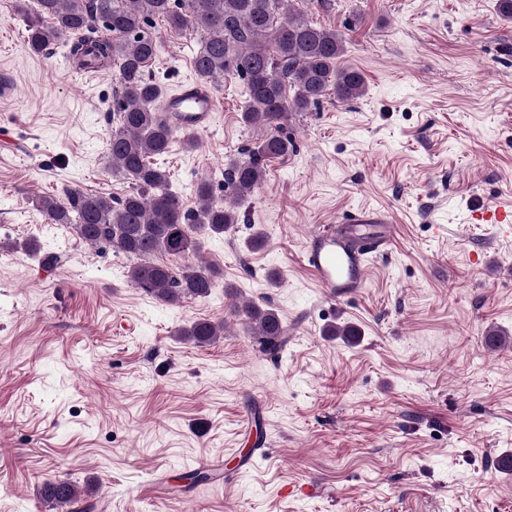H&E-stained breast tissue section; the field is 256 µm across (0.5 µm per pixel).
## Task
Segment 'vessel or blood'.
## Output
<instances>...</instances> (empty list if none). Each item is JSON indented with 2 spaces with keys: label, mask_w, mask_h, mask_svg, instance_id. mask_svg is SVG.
<instances>
[{
  "label": "vessel or blood",
  "mask_w": 512,
  "mask_h": 512,
  "mask_svg": "<svg viewBox=\"0 0 512 512\" xmlns=\"http://www.w3.org/2000/svg\"><path fill=\"white\" fill-rule=\"evenodd\" d=\"M216 110L210 90L191 82L164 98L162 117L174 131L196 134L207 130ZM372 213L352 211L336 226H316L308 235L302 252L304 265L318 286L331 298L346 297L364 288L367 269L364 246L374 241ZM476 224L512 225V205L490 204L472 214Z\"/></svg>",
  "instance_id": "obj_1"
}]
</instances>
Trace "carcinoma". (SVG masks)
<instances>
[{
  "label": "carcinoma",
  "instance_id": "carcinoma-1",
  "mask_svg": "<svg viewBox=\"0 0 512 512\" xmlns=\"http://www.w3.org/2000/svg\"><path fill=\"white\" fill-rule=\"evenodd\" d=\"M31 11L20 8L26 22V45L39 56L65 35L77 39L76 63L93 54L98 66L118 65L119 90L114 99L118 124L109 132L112 172L131 184L124 197L64 191V197L40 198L38 210L52 224H67L91 247L107 246L130 260L131 283L155 299L178 304L206 298L218 271L198 260L200 236L222 237L237 223L235 205L264 180L267 162L288 156L295 148L288 122L329 95L345 103L362 97V73L339 64L345 41L334 28L309 21L294 0H36ZM162 20L173 32L201 33L193 58L197 75L211 84L239 80L244 88L242 120L267 134L244 157L228 163L224 198L216 199L209 182L196 187V208L184 209L171 190L167 171L152 161L169 152L174 131L155 111L163 94L149 74L162 40L155 29ZM163 253L183 259L173 269L152 257ZM233 312L257 336L263 352L279 355L288 329L279 313L255 301L233 304ZM329 335L348 345L359 341L351 325L334 326ZM224 335V320L197 319L180 331L196 346ZM41 496L72 512L82 497L64 479H48Z\"/></svg>",
  "mask_w": 512,
  "mask_h": 512
}]
</instances>
